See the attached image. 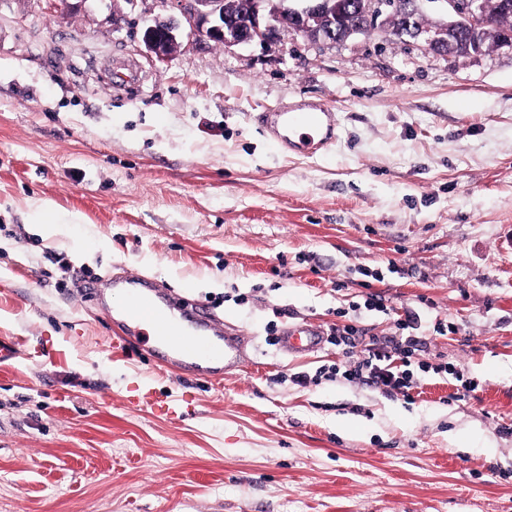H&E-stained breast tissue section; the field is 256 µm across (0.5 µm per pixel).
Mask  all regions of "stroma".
<instances>
[{"label":"stroma","instance_id":"obj_1","mask_svg":"<svg viewBox=\"0 0 512 512\" xmlns=\"http://www.w3.org/2000/svg\"><path fill=\"white\" fill-rule=\"evenodd\" d=\"M178 13L0 0V512H512V48L379 27L150 57ZM300 101L340 123L312 157L255 121ZM123 269L212 307L253 364L191 381L118 350L85 282ZM409 311L411 399L323 377ZM301 321L362 338L285 355L271 336ZM145 388L190 413L139 409ZM182 21L176 18L154 20L143 33V43L147 52L159 60L168 58L178 46L177 32ZM34 216V224H40L48 236L56 234L58 225L63 224L55 209L48 202L36 203Z\"/></svg>","mask_w":512,"mask_h":512}]
</instances>
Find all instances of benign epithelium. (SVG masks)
<instances>
[{"label":"benign epithelium","instance_id":"7a95c632","mask_svg":"<svg viewBox=\"0 0 512 512\" xmlns=\"http://www.w3.org/2000/svg\"><path fill=\"white\" fill-rule=\"evenodd\" d=\"M180 7L182 19L156 20L143 33L147 52L159 60L168 58L178 46L177 32L187 23L190 33H198L226 48L252 43L268 44L295 32L317 44L332 45L344 42L365 31L373 22L386 28L395 37L401 29L392 27V16L399 15L409 34L424 42L426 49L436 55L445 54L448 35L464 30L474 38L483 37L491 47L505 45L500 32L487 12L485 0H439L445 19L427 26H415V16L421 13L413 0H356L354 8L359 20L341 34L327 25L336 18L337 0H174ZM269 5L262 13L263 5Z\"/></svg>","mask_w":512,"mask_h":512}]
</instances>
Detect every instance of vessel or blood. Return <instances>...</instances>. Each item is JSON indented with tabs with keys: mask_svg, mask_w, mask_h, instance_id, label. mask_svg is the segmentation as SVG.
I'll return each mask as SVG.
<instances>
[{
	"mask_svg": "<svg viewBox=\"0 0 512 512\" xmlns=\"http://www.w3.org/2000/svg\"><path fill=\"white\" fill-rule=\"evenodd\" d=\"M256 121L286 150L307 156L332 144L338 127L330 108L302 102L258 113ZM104 287L125 297L118 322L123 342L138 345L188 377L220 380L248 361L249 345L242 336L226 331L214 315L198 306L191 309L190 321L176 317L166 294L148 277L123 272L106 280ZM149 324L155 328L157 341L149 339L145 330ZM277 343L289 355L309 353L321 348L323 332L311 324L297 323L285 327Z\"/></svg>",
	"mask_w": 512,
	"mask_h": 512,
	"instance_id": "obj_1",
	"label": "vessel or blood"
}]
</instances>
